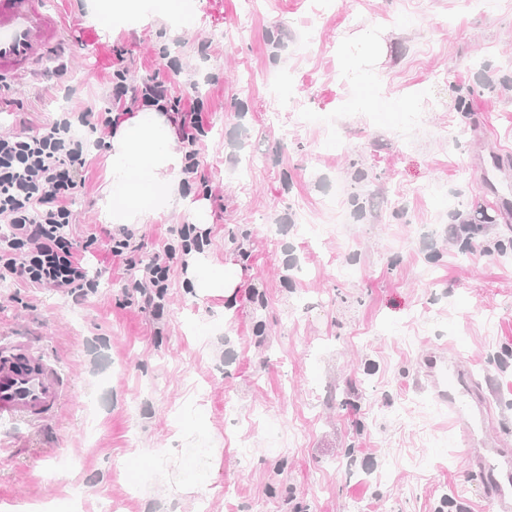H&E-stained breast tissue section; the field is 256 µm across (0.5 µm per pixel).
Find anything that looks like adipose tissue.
Here are the masks:
<instances>
[{
  "label": "adipose tissue",
  "instance_id": "1",
  "mask_svg": "<svg viewBox=\"0 0 512 512\" xmlns=\"http://www.w3.org/2000/svg\"><path fill=\"white\" fill-rule=\"evenodd\" d=\"M95 17L112 20L149 15L158 20L194 21L193 0H93ZM175 126L162 112H128L112 130L107 192L110 220L117 225L147 224L170 211L180 196L182 161L175 149ZM189 275L198 289L229 294L237 286L225 267L207 266L197 252L188 257Z\"/></svg>",
  "mask_w": 512,
  "mask_h": 512
}]
</instances>
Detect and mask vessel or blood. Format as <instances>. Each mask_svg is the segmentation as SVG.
I'll use <instances>...</instances> for the list:
<instances>
[{"mask_svg": "<svg viewBox=\"0 0 512 512\" xmlns=\"http://www.w3.org/2000/svg\"><path fill=\"white\" fill-rule=\"evenodd\" d=\"M66 27L46 0H0V86L35 74L65 43ZM424 388L446 402L463 436L477 441L470 461L489 481L498 512H512V450L480 443L485 394L450 355L440 354L423 371ZM65 382L56 360L13 337L0 343V417L34 424L61 405Z\"/></svg>", "mask_w": 512, "mask_h": 512, "instance_id": "obj_1", "label": "vessel or blood"}]
</instances>
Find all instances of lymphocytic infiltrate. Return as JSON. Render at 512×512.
I'll return each mask as SVG.
<instances>
[{
	"instance_id": "lymphocytic-infiltrate-1",
	"label": "lymphocytic infiltrate",
	"mask_w": 512,
	"mask_h": 512,
	"mask_svg": "<svg viewBox=\"0 0 512 512\" xmlns=\"http://www.w3.org/2000/svg\"><path fill=\"white\" fill-rule=\"evenodd\" d=\"M112 76L115 100L129 96L169 116L184 149V173L189 182L200 180L197 145L205 133L202 101L184 106L169 98L166 85L158 79L133 87L127 85L121 69H113ZM75 121L93 132L113 125L110 112L87 108L20 135L0 136V223L7 227L0 234V279L88 295L95 292L97 282L89 277L83 255L101 240L126 270L136 274L129 303L163 311L178 252L203 246L210 233L193 224L182 225L180 246L166 245L145 263L136 260L135 233L125 225L102 237L93 233L86 242L76 241L70 232L71 202L82 186L86 145L69 134Z\"/></svg>"
}]
</instances>
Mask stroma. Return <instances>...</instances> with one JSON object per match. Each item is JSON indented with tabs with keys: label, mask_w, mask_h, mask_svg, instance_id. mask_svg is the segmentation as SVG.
Wrapping results in <instances>:
<instances>
[{
	"label": "stroma",
	"mask_w": 512,
	"mask_h": 512,
	"mask_svg": "<svg viewBox=\"0 0 512 512\" xmlns=\"http://www.w3.org/2000/svg\"><path fill=\"white\" fill-rule=\"evenodd\" d=\"M74 41L45 76L0 91V135L72 111L119 112L110 66L204 101L202 257L232 297L173 266L162 319L128 304L104 245L87 297L14 282L0 340L56 360L68 396L41 426L0 418V512H69L73 489L124 512H495L465 445L416 377L447 349L492 382L491 435L512 448V222L480 160L512 185V0H195L197 20L104 29L87 0H51ZM382 37L351 79L345 40ZM71 203L77 240L106 226L109 130ZM188 216L134 225L141 259ZM324 229L312 238L308 225ZM452 224L471 233L449 237ZM98 424L86 434V417ZM186 448H216L200 485L169 484Z\"/></svg>",
	"instance_id": "1"
}]
</instances>
